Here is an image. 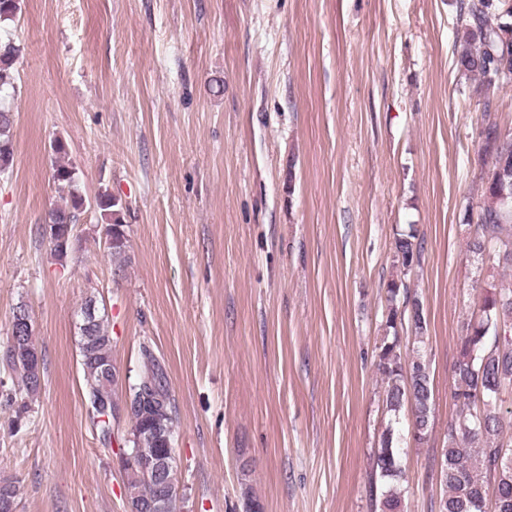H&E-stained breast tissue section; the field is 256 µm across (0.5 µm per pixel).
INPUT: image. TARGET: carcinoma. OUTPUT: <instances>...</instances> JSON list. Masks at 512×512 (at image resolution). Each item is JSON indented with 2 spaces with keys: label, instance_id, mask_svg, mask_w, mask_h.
<instances>
[{
  "label": "carcinoma",
  "instance_id": "carcinoma-1",
  "mask_svg": "<svg viewBox=\"0 0 512 512\" xmlns=\"http://www.w3.org/2000/svg\"><path fill=\"white\" fill-rule=\"evenodd\" d=\"M504 0H458L456 41L453 64L459 73L480 82L487 89L512 85V80L493 82L500 58L512 56V19H503L495 27L488 18L501 12ZM19 48L12 42L0 43V87L13 81L12 69ZM13 113L0 109V174H7L13 162ZM512 156V131L506 138H486L479 148L481 192L477 203L467 202L465 210L476 214L473 229L466 236V248L472 256L504 270L512 271V201H499L500 170L504 155ZM52 177L59 186L68 188L65 206L50 212V223L67 228L79 221L86 198L77 188V169L60 160L54 162ZM96 206L107 224L121 229L113 243L106 245L112 262L121 268L128 259V234L120 217L119 203L108 189L96 197ZM423 242L414 226L396 232L394 263L399 274L386 286L385 334L376 347L375 366L384 388L383 408L388 424L379 445L371 455L370 507L372 512H403V494L398 486L402 478L400 427L405 409L408 428L415 442L424 444L434 429V394L430 367L421 353L427 330V317L415 292L407 283L408 276L420 265ZM482 316L466 324L459 337L453 364L452 395L458 408L448 422L441 455L443 495L439 512H486L487 487L493 486V512H512V441H504L505 416L501 391L512 386V288L491 284L479 297ZM407 329L419 346L405 349L400 331ZM93 340L79 341V364L84 397L87 400L102 440L112 433V422L102 419L98 406L116 408L127 395H119L118 380L101 371L112 363V336L106 319L96 316L89 330ZM7 362L18 372L27 393L42 387L41 361L33 333L20 345L19 357L7 346ZM143 370L128 385L134 392L139 386L151 387V409L166 427L178 422L175 399L169 385L165 365L148 346L142 347ZM129 507L135 512H150V503L158 489L139 469H124Z\"/></svg>",
  "mask_w": 512,
  "mask_h": 512
}]
</instances>
